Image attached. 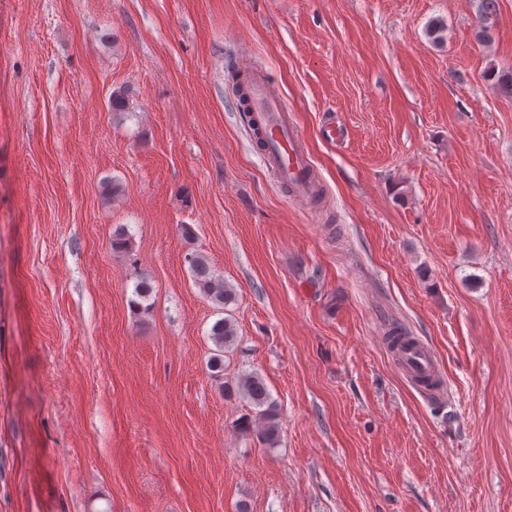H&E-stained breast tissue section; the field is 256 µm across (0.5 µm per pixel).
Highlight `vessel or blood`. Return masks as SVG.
<instances>
[{"label": "vessel or blood", "instance_id": "1", "mask_svg": "<svg viewBox=\"0 0 512 512\" xmlns=\"http://www.w3.org/2000/svg\"><path fill=\"white\" fill-rule=\"evenodd\" d=\"M242 77L249 126L261 137L269 167L293 197L310 200L315 190L314 179L309 173L302 135L291 113L281 103L263 71L246 67ZM400 366L409 377L422 382L432 381L437 375L431 353L420 345L402 351Z\"/></svg>", "mask_w": 512, "mask_h": 512}]
</instances>
